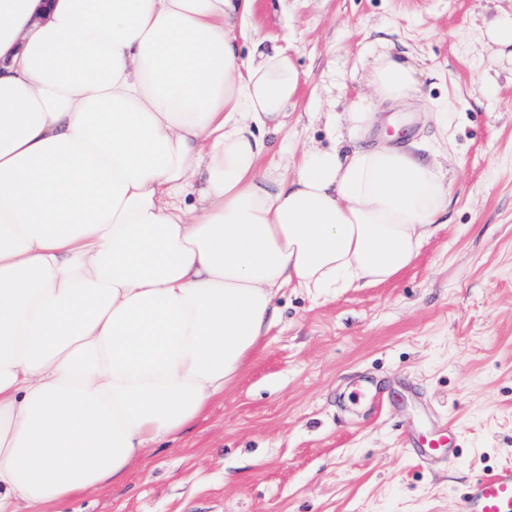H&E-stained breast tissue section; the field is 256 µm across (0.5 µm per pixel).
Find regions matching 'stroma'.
I'll list each match as a JSON object with an SVG mask.
<instances>
[{
	"mask_svg": "<svg viewBox=\"0 0 512 512\" xmlns=\"http://www.w3.org/2000/svg\"><path fill=\"white\" fill-rule=\"evenodd\" d=\"M512 0H256L238 33L286 49L301 73L279 146L328 144L311 112L371 98L382 52L424 96L379 107L369 141L448 146L447 222L393 278L322 297L285 289L275 325L223 395L120 482L58 512H455L473 475L512 465V50L487 22ZM453 114L441 131L432 113ZM461 427L457 458L410 448Z\"/></svg>",
	"mask_w": 512,
	"mask_h": 512,
	"instance_id": "35a3bbf8",
	"label": "stroma"
}]
</instances>
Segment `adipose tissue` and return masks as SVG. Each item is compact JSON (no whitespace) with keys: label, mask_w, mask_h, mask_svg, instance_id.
I'll return each instance as SVG.
<instances>
[{"label":"adipose tissue","mask_w":512,"mask_h":512,"mask_svg":"<svg viewBox=\"0 0 512 512\" xmlns=\"http://www.w3.org/2000/svg\"><path fill=\"white\" fill-rule=\"evenodd\" d=\"M255 3L0 0V512L122 480L237 379L283 289L387 281L445 213L435 159L362 143L420 92L388 53L333 146L263 165L300 73L242 58Z\"/></svg>","instance_id":"1"}]
</instances>
